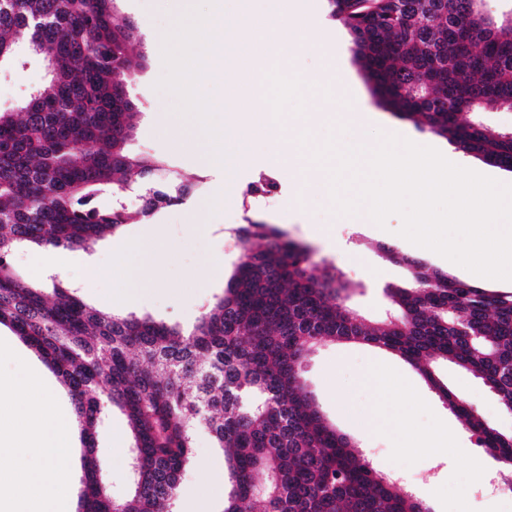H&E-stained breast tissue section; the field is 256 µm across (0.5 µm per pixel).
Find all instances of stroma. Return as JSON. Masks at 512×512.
I'll return each mask as SVG.
<instances>
[{
  "instance_id": "35a3bbf8",
  "label": "stroma",
  "mask_w": 512,
  "mask_h": 512,
  "mask_svg": "<svg viewBox=\"0 0 512 512\" xmlns=\"http://www.w3.org/2000/svg\"><path fill=\"white\" fill-rule=\"evenodd\" d=\"M307 4L308 11L297 15L292 23L303 29L308 38L293 42L289 49L291 71L306 84L302 94L306 111L318 109L316 87L327 78L336 87L329 111L344 112L353 107L375 116L366 125L349 126L340 136L341 143L371 147L376 144L378 133L392 127L401 129L406 139L432 141V134L420 132L414 121L398 118L376 104L354 58L348 32L329 16L328 0H307ZM116 7L135 22V49L145 56L144 69L128 85L140 112L130 149L160 159L165 168L179 172L190 188L187 200L195 204L196 210L189 213L178 205L161 209L153 216V223L167 225L168 234L158 256L159 285L139 301L127 305L117 301L127 286L128 275L139 266L137 241L142 226L138 223L124 225L117 234L105 236L92 254L67 252V267L60 274L63 282L72 284L86 278L87 265L96 264L99 277L89 280V287L80 291L87 304L106 313L149 315L189 328L203 308L222 293L238 259L240 244L234 228L260 221L276 225L290 238L310 245L315 262L335 264L345 279L358 285L350 305L369 319L384 317L388 308L384 288L404 283L409 276L406 268L388 262L379 251L381 243L397 241L401 218L389 216L379 238L353 231L333 212L327 189L301 197L292 174L259 166L238 173L236 203L211 205L209 180L195 170L192 162L194 155L209 151L211 144L202 133L192 143L178 141L177 133L189 119L178 112L174 94L155 87L165 73L158 44L175 26L178 4L176 0H117ZM42 76L43 61L38 56L30 58L26 68L1 69L0 111L16 110ZM237 84V91H230L223 78L218 77L204 79L201 86L212 98L230 97L232 111L247 113L260 108L254 95V73L241 69ZM268 179L274 182V191L253 193L254 185ZM200 224L214 225L215 230L208 235L197 232ZM321 227L327 228L329 234L315 239L313 232ZM378 363L393 367L406 377L412 392L420 396L421 406L406 408L404 396L383 382L369 379V372ZM442 373L449 386L463 394L488 422L503 432L512 431V414L499 408L478 379L448 364ZM303 377L325 415L358 444L370 466L399 478L419 499L428 502L431 512H512V476L488 457L483 458L482 478L471 477L472 462L481 458L474 436L408 363L364 344H330L318 347L309 356L303 365ZM379 404L384 407L380 425L371 434H362L354 425L355 418ZM440 417L447 420L454 433V447L433 454L420 448L396 451L393 439L398 430L424 432ZM130 447L124 417L113 414L111 422L98 434L97 452L116 497L131 490ZM223 470L224 460L216 454L210 438L198 435L190 467L180 484L176 512H196L192 504L195 492L221 477Z\"/></svg>"
}]
</instances>
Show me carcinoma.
I'll return each mask as SVG.
<instances>
[{
	"label": "carcinoma",
	"instance_id": "cac0c4a2",
	"mask_svg": "<svg viewBox=\"0 0 512 512\" xmlns=\"http://www.w3.org/2000/svg\"><path fill=\"white\" fill-rule=\"evenodd\" d=\"M113 0H0V67L43 56L45 74L16 112H0V326L56 372L83 443L79 512H173L196 436L224 458V508L245 512H430L373 469L308 395L316 346L361 343L417 369L512 473V433L485 421L437 375L452 363L512 410V291L457 280L381 246L409 281L385 288L389 310L366 320L356 285L308 246L264 222L237 227L238 262L192 329L91 308L56 275L36 282L21 248L92 254L103 234L183 203L174 171L129 149L138 113L124 97L142 68L136 26ZM374 93L399 117L512 169V134L482 114L512 110V21L475 0H328ZM110 197L103 205L99 199ZM124 416L132 490L112 497L95 455L101 419Z\"/></svg>",
	"mask_w": 512,
	"mask_h": 512
}]
</instances>
